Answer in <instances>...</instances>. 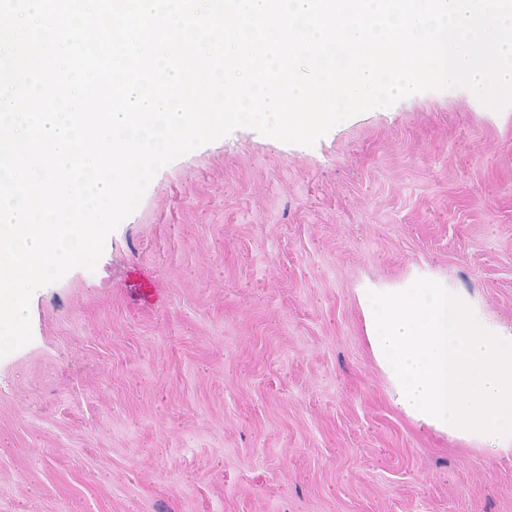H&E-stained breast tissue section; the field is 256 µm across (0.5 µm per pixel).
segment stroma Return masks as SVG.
<instances>
[{"label": "stroma", "instance_id": "obj_1", "mask_svg": "<svg viewBox=\"0 0 512 512\" xmlns=\"http://www.w3.org/2000/svg\"><path fill=\"white\" fill-rule=\"evenodd\" d=\"M417 276L512 324V106L179 157L0 357V512H512V455L389 397L358 292Z\"/></svg>", "mask_w": 512, "mask_h": 512}]
</instances>
